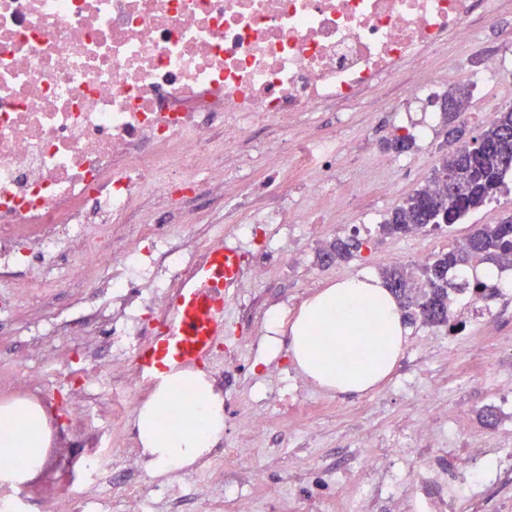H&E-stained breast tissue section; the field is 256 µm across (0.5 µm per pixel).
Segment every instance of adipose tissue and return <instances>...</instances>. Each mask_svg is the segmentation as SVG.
Segmentation results:
<instances>
[{
  "label": "adipose tissue",
  "instance_id": "adipose-tissue-1",
  "mask_svg": "<svg viewBox=\"0 0 512 512\" xmlns=\"http://www.w3.org/2000/svg\"><path fill=\"white\" fill-rule=\"evenodd\" d=\"M293 363L319 387L340 394L373 391L392 373L404 352L409 328L382 282L357 275L322 289L303 302L288 327ZM200 395L183 410L177 429L162 417L180 391ZM134 428L148 473L169 480L206 460L224 436V398L203 373L185 369L166 375L135 414ZM52 430L44 409L28 400L0 404V458H21L0 468V486L18 489L44 471Z\"/></svg>",
  "mask_w": 512,
  "mask_h": 512
}]
</instances>
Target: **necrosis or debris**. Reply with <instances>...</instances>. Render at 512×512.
I'll return each mask as SVG.
<instances>
[{
	"instance_id": "1",
	"label": "necrosis or debris",
	"mask_w": 512,
	"mask_h": 512,
	"mask_svg": "<svg viewBox=\"0 0 512 512\" xmlns=\"http://www.w3.org/2000/svg\"><path fill=\"white\" fill-rule=\"evenodd\" d=\"M501 0H0V313L33 305L55 288L110 290L95 310L113 338L108 361H93L66 400L88 411L103 381L125 397L140 383L127 361L134 291L154 279L152 242L165 276L149 293L165 316L176 288L201 258L177 248L171 223L189 224V203L208 192L220 207L200 224L237 225L252 243V280L288 255L261 237L264 224L288 221L287 165L324 172L308 188L313 203L346 201L326 174L336 144L307 133L312 113L350 112L400 82V100L435 94L448 41L472 31L477 11ZM301 128L289 153L261 158L263 181L251 197L225 203L229 150L247 146L257 120ZM69 255L59 263V255ZM26 265L14 287L5 272ZM456 425L423 405L389 438L363 435L355 461L365 487L361 512L379 500L402 512H455L457 490L484 504L492 484L512 475V432H497L494 464L459 454ZM448 449L428 458L406 496L381 473L399 469V449ZM110 444L78 465L68 512H162L150 487L112 490V473L129 465Z\"/></svg>"
}]
</instances>
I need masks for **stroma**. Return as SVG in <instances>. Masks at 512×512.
Returning a JSON list of instances; mask_svg holds the SVG:
<instances>
[{"mask_svg": "<svg viewBox=\"0 0 512 512\" xmlns=\"http://www.w3.org/2000/svg\"><path fill=\"white\" fill-rule=\"evenodd\" d=\"M481 29L467 41L450 39L448 60L443 63L441 93L463 88L469 105H476L475 80L488 87L512 82V62L500 34L512 31V8L494 17L482 18ZM317 136L336 142L337 184L354 188L353 202L323 212L322 222L308 221L310 202L305 196L309 175L289 174L287 224H271L267 234L293 255L288 268L271 267L265 279L241 289L226 308L229 334L237 344L228 367L216 373L211 362L203 370L214 377L224 396V444L208 460L185 471L177 480L183 497L169 505L168 512H349L355 488L336 480L337 468L346 466L353 454L350 441L359 431L385 436L403 428L417 408V399L399 391L401 382L420 374L427 380L432 398L443 416L458 420L466 433L492 436L482 412L497 404L499 379L512 380V287H501L491 299L471 301L465 330L449 332L444 326L410 323L408 345L390 378L363 396L349 397L318 387L292 366L286 341L288 323L302 303L336 281L360 274L381 276L401 255V264L411 267L412 248L427 256L448 251L462 242L478 224H496L512 215V175L507 191L460 223L437 231L421 230L417 242L404 235H386L380 225L400 201L424 187L448 151L447 127L440 111L421 98L408 100L404 111L387 106L355 112H316L310 117ZM413 133L415 145L398 156L399 166L384 170L376 156L387 154V144L396 136ZM356 239L352 258L321 266L318 254L336 239ZM84 291L58 289L54 301L0 316V402L21 397L14 382L28 358L33 333L49 315L60 321L56 336L46 340L43 352L64 353L70 374H78L88 356L110 354L107 337H97L93 348L80 343V334L91 320L81 305ZM278 335L277 353H269L266 338ZM289 393L291 405L270 412L267 441L245 455L236 471L224 467L225 444L241 439L242 419L254 400L265 392ZM318 405L316 416H306L303 403ZM52 429L48 466L33 482L22 502L23 512H51L70 492L66 470L69 462L90 448L96 435L93 425L78 422L60 397L42 403ZM314 434L312 442L295 446L284 437V424ZM264 473L262 482L250 481L251 471Z\"/></svg>", "mask_w": 512, "mask_h": 512, "instance_id": "35a3bbf8", "label": "stroma"}]
</instances>
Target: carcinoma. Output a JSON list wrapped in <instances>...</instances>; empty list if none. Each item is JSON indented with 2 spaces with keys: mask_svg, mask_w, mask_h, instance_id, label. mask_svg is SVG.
I'll use <instances>...</instances> for the list:
<instances>
[{
  "mask_svg": "<svg viewBox=\"0 0 512 512\" xmlns=\"http://www.w3.org/2000/svg\"><path fill=\"white\" fill-rule=\"evenodd\" d=\"M464 98L465 93L459 90L448 92L445 99L454 102V107L444 109L445 119L460 114ZM475 141L480 146L466 142L447 153L434 169L430 184L393 207L381 231L393 235L413 228L450 226L493 199L512 173V107L498 112ZM355 248L357 245L339 238L319 253V261L329 265L346 260ZM475 262L500 270L512 267V217L498 224L478 225L463 243L435 256L422 271L423 287H414L410 277L397 269L383 274L384 283L397 299L405 320L412 321L418 315L426 323L456 332L462 324L450 319V292L484 297L482 282L461 275Z\"/></svg>",
  "mask_w": 512,
  "mask_h": 512,
  "instance_id": "obj_1",
  "label": "carcinoma"
}]
</instances>
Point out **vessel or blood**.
Returning a JSON list of instances; mask_svg holds the SVG:
<instances>
[{"label": "vessel or blood", "mask_w": 512, "mask_h": 512, "mask_svg": "<svg viewBox=\"0 0 512 512\" xmlns=\"http://www.w3.org/2000/svg\"><path fill=\"white\" fill-rule=\"evenodd\" d=\"M242 274L236 247L221 243L209 248L172 295L164 327L136 348L135 363L144 385L209 359L228 329L224 305L239 290Z\"/></svg>", "instance_id": "1"}]
</instances>
